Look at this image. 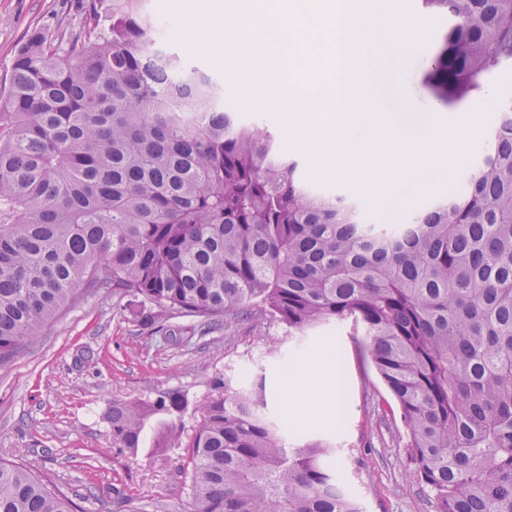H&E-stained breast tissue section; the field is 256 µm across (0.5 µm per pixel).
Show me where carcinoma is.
I'll return each mask as SVG.
<instances>
[{
	"label": "carcinoma",
	"mask_w": 512,
	"mask_h": 512,
	"mask_svg": "<svg viewBox=\"0 0 512 512\" xmlns=\"http://www.w3.org/2000/svg\"><path fill=\"white\" fill-rule=\"evenodd\" d=\"M143 0H86L81 34L33 32L0 88V366L76 298L119 288L206 336L250 302L306 332L336 319L396 400L435 512H512V101L463 189L405 224L308 186L224 85L157 38ZM452 26L431 58L443 102L512 60V0H421ZM185 396L112 405V444ZM263 382L205 408L182 472L187 512H363L333 448L288 445ZM0 512H73L34 470L0 461Z\"/></svg>",
	"instance_id": "carcinoma-1"
}]
</instances>
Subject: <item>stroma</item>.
Masks as SVG:
<instances>
[{"instance_id":"obj_1","label":"stroma","mask_w":512,"mask_h":512,"mask_svg":"<svg viewBox=\"0 0 512 512\" xmlns=\"http://www.w3.org/2000/svg\"><path fill=\"white\" fill-rule=\"evenodd\" d=\"M85 0H0V86L10 80L18 47L33 31L49 35L78 33ZM147 12L171 21L170 52L224 79L219 47H190L184 35L181 0H145ZM427 42L409 58L401 75L405 93L421 111L436 103L427 60L449 26L436 15ZM512 100V62L487 80L476 100L448 104L452 121L468 120L480 106L491 105L498 117ZM225 102L244 123H263L280 152L300 163L308 181L329 191L351 194L324 164L333 153L326 140H304L288 123L299 102L278 108L260 92L243 96L228 89ZM191 321L120 290L89 288L44 324L36 338L0 367V460L37 471L75 506V512H185L181 470L186 446L203 418V409L225 391L265 383V417L284 428L293 444L320 439L335 446L333 473L364 512H433L432 499L418 482L406 448L399 414L383 410L388 392L369 356L359 348L351 321L332 320L299 333L258 311L227 317L222 330L199 337ZM332 350L343 385V409L320 414L304 408L299 417L282 372L294 365L314 373L321 350ZM180 390L187 405L176 422L178 441L168 449L151 447L168 418L154 417L146 427L147 446L138 453L112 446L108 417L118 402L154 401Z\"/></svg>"}]
</instances>
